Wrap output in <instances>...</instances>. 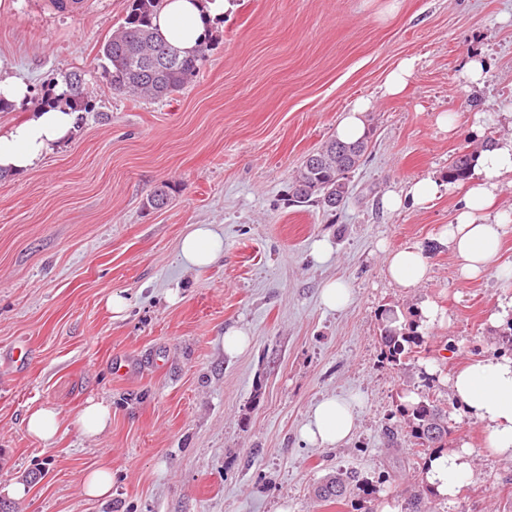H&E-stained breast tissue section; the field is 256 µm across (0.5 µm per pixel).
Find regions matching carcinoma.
Masks as SVG:
<instances>
[{
  "label": "carcinoma",
  "instance_id": "obj_1",
  "mask_svg": "<svg viewBox=\"0 0 512 512\" xmlns=\"http://www.w3.org/2000/svg\"><path fill=\"white\" fill-rule=\"evenodd\" d=\"M163 0H128L123 22L112 32L99 49V67L102 78L114 94H136L160 100L182 90L199 72L211 48L209 39H203L200 51L192 56H183L152 27L151 16L162 6ZM77 74L63 77L60 93L45 91L34 100L36 108H68L73 112H90L93 106L85 91L74 93L70 85ZM369 137L355 143H343L336 139L327 142L316 155L321 160L316 166H309L303 160L289 184L293 201L296 203L317 202L327 210H334L327 203L326 195L334 194L345 200L349 197V182L340 176L343 166L357 167L367 152ZM477 150H462L455 154L448 166V182L464 181L469 176L477 158ZM173 191L172 185L164 183L147 198V206L153 209L164 207ZM396 317L389 316L382 324L380 342L384 359L401 366L411 356L413 349L420 345L422 335L417 325L405 332L394 326ZM415 439L416 456L421 460L420 471L427 470V460L440 448L448 447V410L435 404L428 397L412 406L400 408ZM346 485L343 478L330 476L317 487L316 494L323 501L344 498Z\"/></svg>",
  "mask_w": 512,
  "mask_h": 512
}]
</instances>
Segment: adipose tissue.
I'll return each mask as SVG.
<instances>
[{
    "label": "adipose tissue",
    "instance_id": "obj_1",
    "mask_svg": "<svg viewBox=\"0 0 512 512\" xmlns=\"http://www.w3.org/2000/svg\"><path fill=\"white\" fill-rule=\"evenodd\" d=\"M228 0H166L153 23L159 32L183 53H193L222 17ZM76 113L58 108L29 112L12 126L0 130V172L25 174L36 168L52 148L75 130ZM478 182L462 199L456 221L438 235V246L452 251L461 272L476 277L487 272L498 253L503 223L491 214L496 198L495 177L512 173V139L483 152L476 162ZM224 254L222 237L208 224L192 225L180 244V256L190 267L210 265ZM389 278L404 289L429 281V251L422 246L391 250L384 256ZM452 398L468 418L481 425L484 449L462 446L439 451L425 474L430 491L452 499L474 476L477 456L487 452L512 460V356L474 359L448 380ZM359 418L354 398L328 396L317 401L301 428L310 444L332 448L348 440Z\"/></svg>",
    "mask_w": 512,
    "mask_h": 512
}]
</instances>
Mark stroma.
Wrapping results in <instances>:
<instances>
[{
	"mask_svg": "<svg viewBox=\"0 0 512 512\" xmlns=\"http://www.w3.org/2000/svg\"><path fill=\"white\" fill-rule=\"evenodd\" d=\"M82 2L77 13L49 0L0 10V71L36 93L79 74L94 106L34 170L0 178V485L27 487L0 496V512H404L419 483L404 394L447 402L446 378L500 353L508 330L491 316L512 296L497 274L512 267V174L494 205L508 217L495 270L461 279L432 242L472 186L447 183L455 153L512 137V0H397L389 15L388 0H231L197 77L161 101L113 95L101 76L99 49L127 0ZM410 56L419 67L407 90L383 95ZM469 56L485 63L482 85L461 75ZM361 96L374 101L371 135L346 203L331 213L292 202V173ZM483 110L494 119L480 125ZM442 112L455 114L454 131L436 124ZM427 176L444 183L427 207L383 206ZM163 181L170 204L146 208ZM193 224L224 240L204 269L178 251ZM384 244L431 247L430 281L393 284ZM336 279L355 298L330 312L319 293ZM118 291L120 319L106 306ZM425 302L444 322L423 328L406 365L383 363V318L414 322ZM239 326L252 344L231 357L224 332ZM429 366L441 379L428 385ZM348 393L362 397L350 440L306 443L311 406ZM91 400L112 409L95 437L76 424ZM45 405L62 418L48 442L24 423ZM98 467L111 470L112 494L94 499L82 477ZM475 470L453 502L425 496L427 512H512V461L484 455ZM336 473L351 478L346 500H318Z\"/></svg>",
	"mask_w": 512,
	"mask_h": 512,
	"instance_id": "1",
	"label": "stroma"
}]
</instances>
